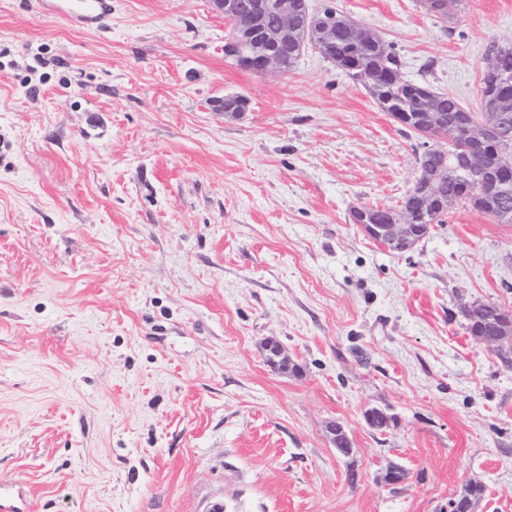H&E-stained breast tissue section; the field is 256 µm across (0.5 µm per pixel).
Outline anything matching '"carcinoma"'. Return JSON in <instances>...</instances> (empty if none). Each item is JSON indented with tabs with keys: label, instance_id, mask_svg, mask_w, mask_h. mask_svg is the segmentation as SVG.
I'll return each instance as SVG.
<instances>
[{
	"label": "carcinoma",
	"instance_id": "1",
	"mask_svg": "<svg viewBox=\"0 0 512 512\" xmlns=\"http://www.w3.org/2000/svg\"><path fill=\"white\" fill-rule=\"evenodd\" d=\"M336 42L326 48L325 56L350 78L360 81L378 107L400 120L403 127L415 133L425 132V138L434 144L424 147L416 159L418 177L406 192L401 208L393 214L410 217L411 234L418 241L425 238L435 224L445 223L448 204L469 203L476 210L490 216L499 224H512V171L502 167L496 155L489 157L482 172L468 179L458 169L455 155L458 146H444L450 128L477 113L465 110L459 102L427 85L411 82L402 76L400 58L374 32L362 34L364 25L346 15L336 14ZM309 44L303 21H297L288 50L279 58L282 70H291ZM488 53L499 58L496 73L499 86L493 87L490 73L483 75L481 110L498 113L512 126V45L492 43ZM388 208L362 206L356 209L355 223L378 240L374 224H382ZM477 316L490 332L498 329L502 320V305L478 302Z\"/></svg>",
	"mask_w": 512,
	"mask_h": 512
}]
</instances>
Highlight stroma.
I'll return each mask as SVG.
<instances>
[{"mask_svg":"<svg viewBox=\"0 0 512 512\" xmlns=\"http://www.w3.org/2000/svg\"><path fill=\"white\" fill-rule=\"evenodd\" d=\"M308 6L470 112L512 43V0ZM228 34L213 0L94 31L0 0V484L29 512H448L478 480L512 512V368L462 313L512 309V224L458 202L385 251L351 213L400 207L422 137L316 49L258 74Z\"/></svg>","mask_w":512,"mask_h":512,"instance_id":"1","label":"stroma"}]
</instances>
